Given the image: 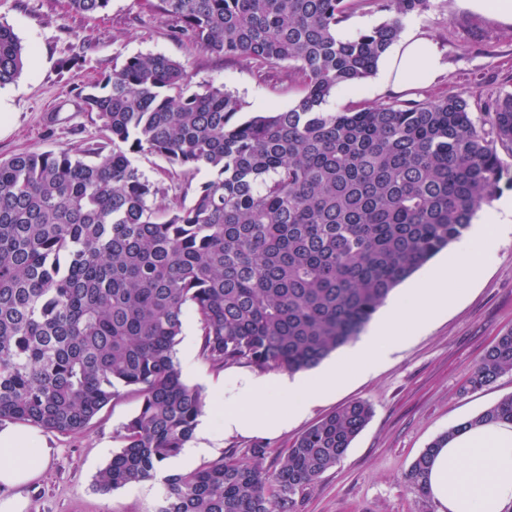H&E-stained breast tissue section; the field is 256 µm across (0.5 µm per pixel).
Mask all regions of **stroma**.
<instances>
[{"label": "stroma", "mask_w": 512, "mask_h": 512, "mask_svg": "<svg viewBox=\"0 0 512 512\" xmlns=\"http://www.w3.org/2000/svg\"><path fill=\"white\" fill-rule=\"evenodd\" d=\"M152 0H111L108 10L89 18L69 10L67 0H0V22L29 49L21 75L0 87V159L23 151L82 150L102 137L100 124L79 107L78 92L101 73L138 54L162 53L185 64L191 88L224 86L245 112L282 110L301 95L278 70L260 74L243 62L226 60L171 39L166 17ZM421 31L444 53L447 72L428 89L383 91L377 77L357 89L333 94L329 109L357 105L436 100L472 91L474 115L499 95L512 92V26L458 10L454 0H431L415 14ZM79 56L78 65L61 69ZM512 330V232L500 242L496 261L447 313L398 344L372 373L347 383L313 407L287 432L265 436L263 468L306 429L352 400L368 402L373 417L347 454L298 496V512H436L432 499L409 490L405 475L438 436L512 394V372L491 385L465 387L472 367L495 338ZM182 378L201 392L222 380L200 354L194 316H187L176 346ZM129 394L111 402L79 433L44 431L51 453L41 475L24 488L31 512H153L156 499L134 485L102 493L95 477L119 451L118 433L135 414Z\"/></svg>", "instance_id": "1"}]
</instances>
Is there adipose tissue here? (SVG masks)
Here are the masks:
<instances>
[{"mask_svg": "<svg viewBox=\"0 0 512 512\" xmlns=\"http://www.w3.org/2000/svg\"><path fill=\"white\" fill-rule=\"evenodd\" d=\"M445 64L435 43L412 20L384 55L383 88L405 89L435 81ZM512 229V194L498 196L460 240L451 261L389 304L382 318L338 361L301 376L231 370L212 384V403L200 417L199 446L185 460L211 453L230 435L259 436L286 431L350 379L373 372L395 343L426 327L459 301L495 260L502 234ZM43 437L22 424L0 428V512H29L21 493L43 470ZM436 512H512V424L468 428L437 449L428 474Z\"/></svg>", "mask_w": 512, "mask_h": 512, "instance_id": "adipose-tissue-1", "label": "adipose tissue"}]
</instances>
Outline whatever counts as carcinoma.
I'll return each mask as SVG.
<instances>
[{
	"instance_id": "1",
	"label": "carcinoma",
	"mask_w": 512,
	"mask_h": 512,
	"mask_svg": "<svg viewBox=\"0 0 512 512\" xmlns=\"http://www.w3.org/2000/svg\"><path fill=\"white\" fill-rule=\"evenodd\" d=\"M111 0H68L94 17ZM430 0H156L168 35L257 71L278 69L302 94L286 110L238 119L224 86L189 91L161 53L128 58L79 94L104 142L0 159V421L76 433L127 390L140 400L96 488L156 478L192 439L204 407L175 346L192 310L215 370L316 368L354 340L391 292L470 229L502 180L512 185V92L478 120L466 92L336 112L338 88L371 77L401 17ZM369 5L378 25L340 38ZM26 48L0 24V86ZM164 158L190 181V203L149 179L137 157ZM512 372V330L469 372L479 390ZM372 416L349 401L279 454L273 470L229 451L163 478L155 512H297L296 495L346 455ZM512 423V395L467 422ZM437 437L405 476L428 496Z\"/></svg>"
}]
</instances>
